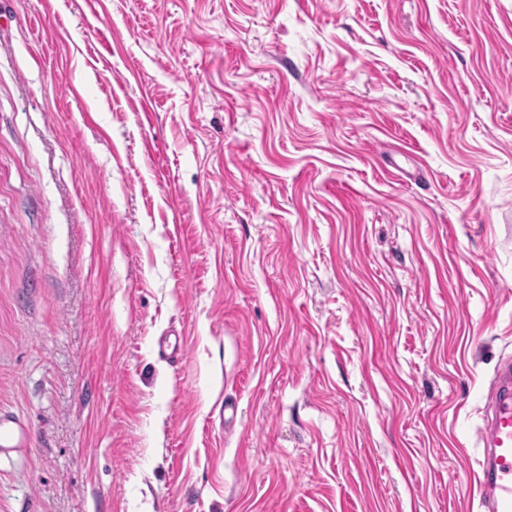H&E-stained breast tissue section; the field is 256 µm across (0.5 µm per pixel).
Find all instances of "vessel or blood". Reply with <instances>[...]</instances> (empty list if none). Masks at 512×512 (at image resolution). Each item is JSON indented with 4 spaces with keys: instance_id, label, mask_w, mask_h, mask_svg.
<instances>
[{
    "instance_id": "b4317fda",
    "label": "vessel or blood",
    "mask_w": 512,
    "mask_h": 512,
    "mask_svg": "<svg viewBox=\"0 0 512 512\" xmlns=\"http://www.w3.org/2000/svg\"><path fill=\"white\" fill-rule=\"evenodd\" d=\"M482 448L473 472L484 512H512V360L499 364L486 397L485 423L477 430Z\"/></svg>"
}]
</instances>
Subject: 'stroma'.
Listing matches in <instances>:
<instances>
[{"mask_svg":"<svg viewBox=\"0 0 512 512\" xmlns=\"http://www.w3.org/2000/svg\"><path fill=\"white\" fill-rule=\"evenodd\" d=\"M512 356V0H0V512H478ZM23 432L19 425H9L0 419V455L21 448Z\"/></svg>","mask_w":512,"mask_h":512,"instance_id":"35a3bbf8","label":"stroma"}]
</instances>
